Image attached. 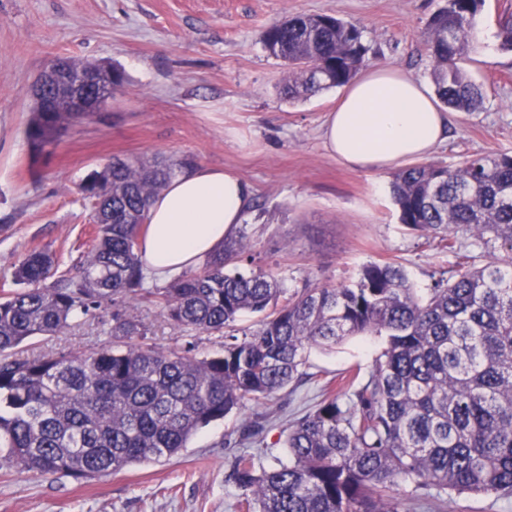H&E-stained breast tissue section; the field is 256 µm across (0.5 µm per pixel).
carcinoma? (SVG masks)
Wrapping results in <instances>:
<instances>
[{
	"mask_svg": "<svg viewBox=\"0 0 512 512\" xmlns=\"http://www.w3.org/2000/svg\"><path fill=\"white\" fill-rule=\"evenodd\" d=\"M484 0H447L431 17L426 46L440 101L470 112L478 86L459 66L470 51ZM288 63L283 91L307 98L348 85L367 65L354 24L299 14L261 34ZM95 66L103 87L118 68L65 59L77 75ZM68 89L49 92V111L28 130L39 152L77 115ZM183 162L117 160L83 186L97 200V242L73 274L54 276V258L31 251L0 294V468L92 478L135 462L176 456L198 431L246 404L265 403L305 376L312 346L382 336L371 370H349L322 388L315 408L290 423L286 459L253 453L231 461L241 512H399V482L439 499L450 492L512 496V155L487 154L457 167L420 163L395 175L392 193L410 231L458 255L455 269L421 293L396 262L369 261L338 285L289 293L259 270L226 267L248 257L240 231L199 271L162 288L144 287L148 207ZM468 233L489 261L469 264L455 234ZM146 300L175 328L224 336L220 353L199 357L134 343L150 328L128 312ZM112 321V345L89 352L19 357L37 335H54L76 314ZM244 313L256 327L236 333ZM270 415L243 427L235 444L264 442Z\"/></svg>",
	"mask_w": 512,
	"mask_h": 512,
	"instance_id": "carcinoma-1",
	"label": "carcinoma"
}]
</instances>
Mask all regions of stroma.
<instances>
[{
    "mask_svg": "<svg viewBox=\"0 0 512 512\" xmlns=\"http://www.w3.org/2000/svg\"><path fill=\"white\" fill-rule=\"evenodd\" d=\"M445 0H0V290L36 248L60 271L75 270L96 239L94 208L81 191L116 159L189 160L235 170L252 191L246 219L251 254L287 288L340 283L364 262L396 261L425 289L458 254L417 236L398 219L393 170L350 169L325 148L320 125L342 95L331 88L303 100L282 93L288 66L260 40L262 30L298 14H327L362 30L370 65L430 82L423 33ZM512 0H485L479 38L461 63L484 99L450 114L448 138L429 163L512 154V51L498 20ZM118 66L122 84L103 109L69 124L40 155L27 137L32 86L55 58ZM162 348L220 350L217 334L179 331L147 302L134 309ZM110 323L79 319L61 334L22 344L23 355L67 354L112 341ZM382 337H352L307 351L311 378L283 391L264 446L280 454L283 429L313 409L324 383L358 365L370 370ZM247 405L201 429L177 456L135 463L95 479L0 469V512H237L242 491L230 476L231 441L254 419ZM401 512H512V497L449 494L445 507L416 500L406 484Z\"/></svg>",
    "mask_w": 512,
    "mask_h": 512,
    "instance_id": "35a3bbf8",
    "label": "stroma"
}]
</instances>
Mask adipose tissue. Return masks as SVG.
Masks as SVG:
<instances>
[{"instance_id": "1", "label": "adipose tissue", "mask_w": 512, "mask_h": 512, "mask_svg": "<svg viewBox=\"0 0 512 512\" xmlns=\"http://www.w3.org/2000/svg\"><path fill=\"white\" fill-rule=\"evenodd\" d=\"M448 114L420 80L376 66L358 73L322 125L341 164L385 170L424 158L444 141ZM251 189L235 172L197 166L177 174L154 198L143 260L156 279L193 267L242 224Z\"/></svg>"}]
</instances>
